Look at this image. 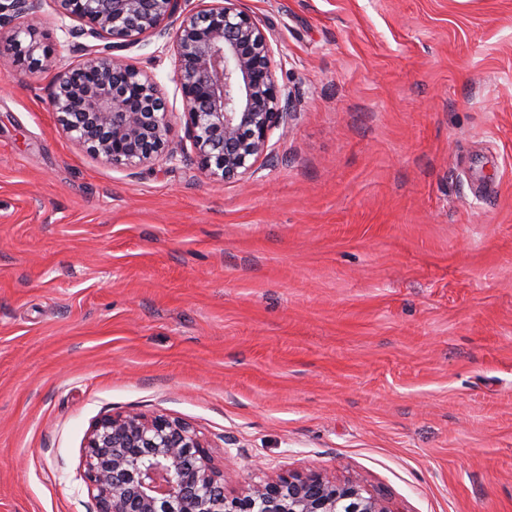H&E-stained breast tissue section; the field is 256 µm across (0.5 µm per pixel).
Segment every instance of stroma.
I'll use <instances>...</instances> for the list:
<instances>
[{
    "label": "stroma",
    "mask_w": 512,
    "mask_h": 512,
    "mask_svg": "<svg viewBox=\"0 0 512 512\" xmlns=\"http://www.w3.org/2000/svg\"><path fill=\"white\" fill-rule=\"evenodd\" d=\"M296 117L243 182L137 175L0 58V512H95L97 419H182L230 493L352 478L403 512H512V0H240ZM184 135L171 42L125 50Z\"/></svg>",
    "instance_id": "35a3bbf8"
}]
</instances>
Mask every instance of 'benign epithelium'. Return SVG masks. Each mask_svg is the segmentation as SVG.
<instances>
[{
  "label": "benign epithelium",
  "mask_w": 512,
  "mask_h": 512,
  "mask_svg": "<svg viewBox=\"0 0 512 512\" xmlns=\"http://www.w3.org/2000/svg\"><path fill=\"white\" fill-rule=\"evenodd\" d=\"M41 0L0 3L33 14ZM79 23L72 31L79 64L56 74L49 104L58 125L96 158L135 171L152 156L183 154L157 81L118 55L150 36L173 31L183 117L199 168L213 182L243 181L289 127L292 90L276 76L275 50L239 0H212L179 12L180 0H56ZM50 53L31 29L10 40L13 63L36 67ZM96 512H400L353 481L290 473L229 494L224 466L189 424L164 415L118 414L97 421L80 473Z\"/></svg>",
  "instance_id": "1"
}]
</instances>
